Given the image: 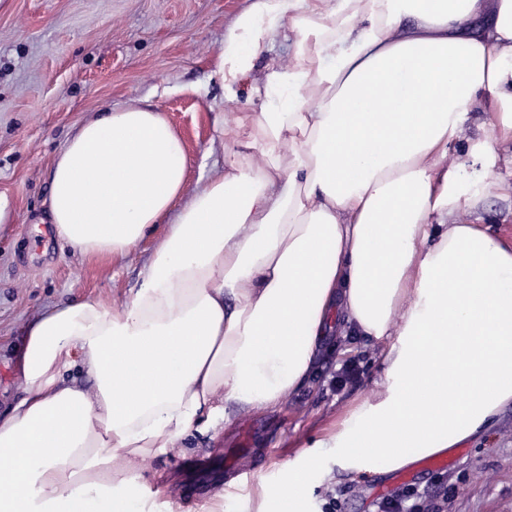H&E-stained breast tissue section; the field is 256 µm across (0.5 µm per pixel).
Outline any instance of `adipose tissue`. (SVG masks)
<instances>
[{"label": "adipose tissue", "instance_id": "ef3b65f1", "mask_svg": "<svg viewBox=\"0 0 512 512\" xmlns=\"http://www.w3.org/2000/svg\"><path fill=\"white\" fill-rule=\"evenodd\" d=\"M492 24L477 35L475 17ZM291 60L254 86L271 106L224 123L243 163L185 198L187 157L162 113L83 121L57 155L46 218L86 258L164 237L129 300L50 305L26 325L25 395L0 415V512H132L139 457L278 407L329 330L382 350L383 374L330 441L361 475L400 469L492 426L512 404V241L448 149L480 110L512 145V0H254L215 76L250 81L277 34ZM378 98L374 118L356 109ZM79 371L83 386L69 380Z\"/></svg>", "mask_w": 512, "mask_h": 512}]
</instances>
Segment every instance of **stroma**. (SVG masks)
<instances>
[{
  "instance_id": "stroma-1",
  "label": "stroma",
  "mask_w": 512,
  "mask_h": 512,
  "mask_svg": "<svg viewBox=\"0 0 512 512\" xmlns=\"http://www.w3.org/2000/svg\"><path fill=\"white\" fill-rule=\"evenodd\" d=\"M253 0H0V196L11 214L0 224V410L25 392L15 351L25 326L44 306L93 298L120 302L141 284V271L163 237L156 225L127 257L74 254L50 225L35 227L50 190L54 160L87 118L137 104L162 113L184 143L187 189L201 185L203 160L226 164L240 149L216 127L240 112L260 111L247 85L222 88L213 77L224 37ZM315 380L277 409L229 411L217 438L195 434L180 452L133 460L129 475L163 486L175 512H279L296 471L306 473L300 512L323 498L345 500L344 512H380L401 490L391 473L356 476L338 451L320 447L354 400L382 374L381 350L352 336L329 334ZM356 359L359 382L336 384L344 360ZM251 430L243 479L224 464ZM442 476L447 512H512V408L484 434L467 439ZM224 500L213 503L217 486Z\"/></svg>"
}]
</instances>
